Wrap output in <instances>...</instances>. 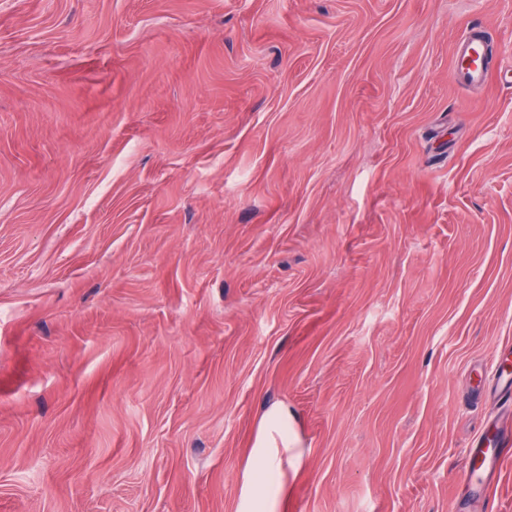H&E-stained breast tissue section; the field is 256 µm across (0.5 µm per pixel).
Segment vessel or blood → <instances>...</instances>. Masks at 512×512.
<instances>
[{"mask_svg": "<svg viewBox=\"0 0 512 512\" xmlns=\"http://www.w3.org/2000/svg\"><path fill=\"white\" fill-rule=\"evenodd\" d=\"M484 37L481 29H471L455 48L453 70L470 85L486 83L491 70L484 62ZM512 457V426L499 420L490 421L484 433L473 439L467 450L466 467L461 484L469 495L486 498L505 459Z\"/></svg>", "mask_w": 512, "mask_h": 512, "instance_id": "b4317fda", "label": "vessel or blood"}]
</instances>
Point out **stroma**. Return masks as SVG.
<instances>
[{
	"label": "stroma",
	"instance_id": "1",
	"mask_svg": "<svg viewBox=\"0 0 512 512\" xmlns=\"http://www.w3.org/2000/svg\"><path fill=\"white\" fill-rule=\"evenodd\" d=\"M512 0H0V512H451L512 350ZM484 49L481 28L472 27L453 53V70L461 81L469 85H479L490 79L492 71L484 62ZM290 419L284 405H273L265 412L243 470L237 512L282 511V476L294 458V448L288 439ZM274 434L279 436V442Z\"/></svg>",
	"mask_w": 512,
	"mask_h": 512
}]
</instances>
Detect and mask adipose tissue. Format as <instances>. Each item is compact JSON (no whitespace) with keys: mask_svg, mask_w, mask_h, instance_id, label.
I'll return each mask as SVG.
<instances>
[{"mask_svg":"<svg viewBox=\"0 0 512 512\" xmlns=\"http://www.w3.org/2000/svg\"><path fill=\"white\" fill-rule=\"evenodd\" d=\"M290 419L287 407L280 404L265 412L243 470L237 512H282V476L293 459Z\"/></svg>","mask_w":512,"mask_h":512,"instance_id":"obj_1","label":"adipose tissue"}]
</instances>
